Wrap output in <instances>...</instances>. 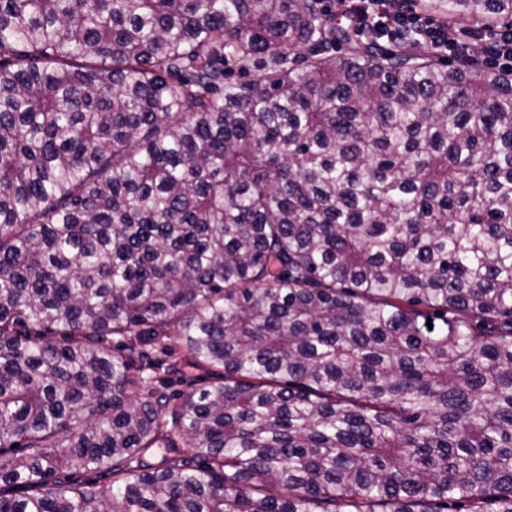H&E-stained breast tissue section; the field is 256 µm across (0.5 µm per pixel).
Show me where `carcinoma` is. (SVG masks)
Here are the masks:
<instances>
[{"label":"carcinoma","instance_id":"obj_1","mask_svg":"<svg viewBox=\"0 0 512 512\" xmlns=\"http://www.w3.org/2000/svg\"><path fill=\"white\" fill-rule=\"evenodd\" d=\"M327 2L0 0V512H512V72Z\"/></svg>","mask_w":512,"mask_h":512}]
</instances>
